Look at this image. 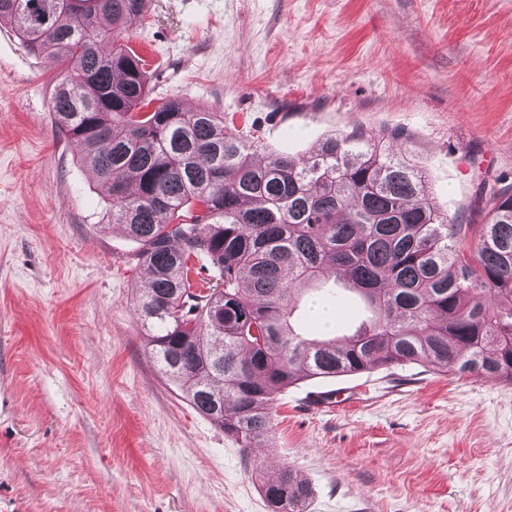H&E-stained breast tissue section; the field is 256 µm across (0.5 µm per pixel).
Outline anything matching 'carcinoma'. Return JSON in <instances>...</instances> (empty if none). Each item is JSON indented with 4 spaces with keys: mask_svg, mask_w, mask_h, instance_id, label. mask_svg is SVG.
<instances>
[{
    "mask_svg": "<svg viewBox=\"0 0 512 512\" xmlns=\"http://www.w3.org/2000/svg\"><path fill=\"white\" fill-rule=\"evenodd\" d=\"M149 0H0L23 44L60 68L56 125L110 195L109 223L140 245L147 345L191 406L245 448L266 443L276 395L306 378L424 363L512 381V188L491 194L471 254L399 131L328 138L312 157L258 159L212 107L153 104L144 60L122 43ZM216 283L199 292L191 261ZM345 280L374 312L350 336L307 337L303 287ZM270 512H306L282 465Z\"/></svg>",
    "mask_w": 512,
    "mask_h": 512,
    "instance_id": "1",
    "label": "carcinoma"
}]
</instances>
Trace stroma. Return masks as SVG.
<instances>
[{
	"mask_svg": "<svg viewBox=\"0 0 512 512\" xmlns=\"http://www.w3.org/2000/svg\"><path fill=\"white\" fill-rule=\"evenodd\" d=\"M157 99L223 112L262 155L397 146L461 251L512 186V0H150L126 36ZM55 69L0 24V512H512V383L424 364L307 378L244 450L164 377L136 311L139 244L52 119ZM332 405L309 408L313 394ZM260 489L271 512H306L311 495L310 486L287 465L265 473ZM285 492L287 495L284 498Z\"/></svg>",
	"mask_w": 512,
	"mask_h": 512,
	"instance_id": "stroma-1",
	"label": "stroma"
}]
</instances>
